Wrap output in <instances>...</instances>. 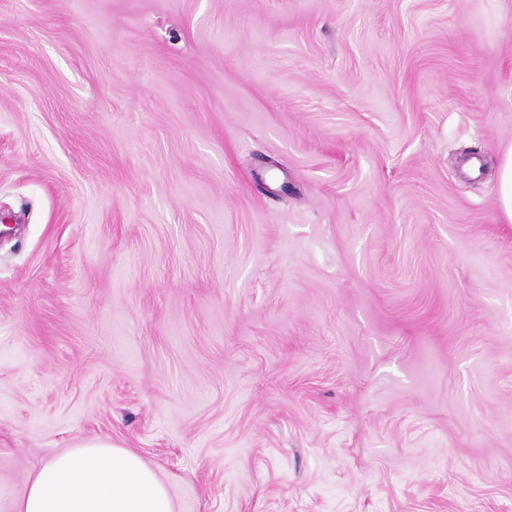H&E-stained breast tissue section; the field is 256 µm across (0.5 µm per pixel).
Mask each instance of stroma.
<instances>
[{"instance_id": "obj_1", "label": "stroma", "mask_w": 512, "mask_h": 512, "mask_svg": "<svg viewBox=\"0 0 512 512\" xmlns=\"http://www.w3.org/2000/svg\"><path fill=\"white\" fill-rule=\"evenodd\" d=\"M511 146L512 0H0V497L512 512ZM498 198L504 218L512 223V146L502 155L498 178ZM2 512H174L167 487L126 448L91 441L44 461Z\"/></svg>"}]
</instances>
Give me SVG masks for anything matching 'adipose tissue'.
Returning <instances> with one entry per match:
<instances>
[{
  "label": "adipose tissue",
  "mask_w": 512,
  "mask_h": 512,
  "mask_svg": "<svg viewBox=\"0 0 512 512\" xmlns=\"http://www.w3.org/2000/svg\"><path fill=\"white\" fill-rule=\"evenodd\" d=\"M5 512H173V505L136 454L91 441L44 461Z\"/></svg>",
  "instance_id": "adipose-tissue-1"
}]
</instances>
